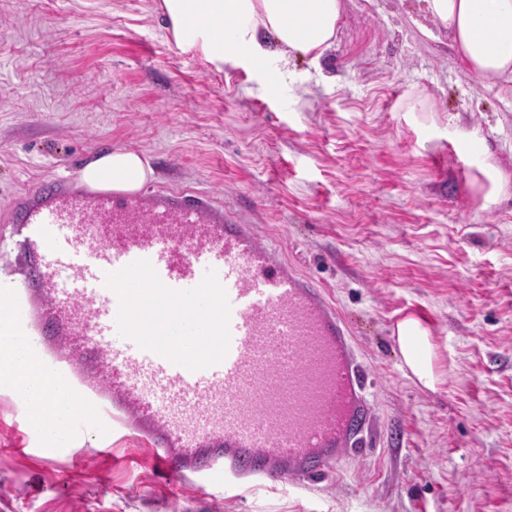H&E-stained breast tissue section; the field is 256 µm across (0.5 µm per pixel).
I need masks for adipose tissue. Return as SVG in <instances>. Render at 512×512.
<instances>
[{"label": "adipose tissue", "instance_id": "obj_1", "mask_svg": "<svg viewBox=\"0 0 512 512\" xmlns=\"http://www.w3.org/2000/svg\"><path fill=\"white\" fill-rule=\"evenodd\" d=\"M426 18L448 30L457 59L485 80L512 78V0H421ZM341 0H162L161 14L176 42L200 47L212 61L230 63L246 56L265 63L304 58L319 65L337 38ZM153 175L136 151L115 150L90 161L81 181L115 192L140 189ZM10 289L0 290V383L21 393L32 426L50 443L64 438L79 409L63 382L49 379L13 332L3 309ZM397 338L405 365L417 381L434 388L433 345L420 322L406 318Z\"/></svg>", "mask_w": 512, "mask_h": 512}]
</instances>
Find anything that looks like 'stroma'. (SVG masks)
Instances as JSON below:
<instances>
[{"label": "stroma", "mask_w": 512, "mask_h": 512, "mask_svg": "<svg viewBox=\"0 0 512 512\" xmlns=\"http://www.w3.org/2000/svg\"><path fill=\"white\" fill-rule=\"evenodd\" d=\"M160 0H0V214L119 149L212 194L329 293L376 441L307 487L173 483L72 421L48 445L0 387V512H512V80L469 74L417 0H346L320 68L221 66ZM421 320L436 390L402 370Z\"/></svg>", "instance_id": "obj_1"}]
</instances>
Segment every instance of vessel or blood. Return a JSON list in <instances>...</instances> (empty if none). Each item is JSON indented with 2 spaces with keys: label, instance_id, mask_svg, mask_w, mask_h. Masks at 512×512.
Wrapping results in <instances>:
<instances>
[{
  "label": "vessel or blood",
  "instance_id": "vessel-or-blood-1",
  "mask_svg": "<svg viewBox=\"0 0 512 512\" xmlns=\"http://www.w3.org/2000/svg\"><path fill=\"white\" fill-rule=\"evenodd\" d=\"M5 221L36 260L13 327L98 405L86 432L125 427L160 471L211 487L305 486L368 446L367 379L335 307L208 193L62 177Z\"/></svg>",
  "mask_w": 512,
  "mask_h": 512
}]
</instances>
